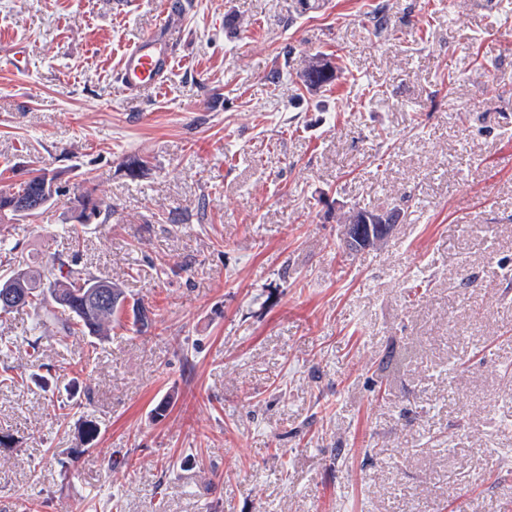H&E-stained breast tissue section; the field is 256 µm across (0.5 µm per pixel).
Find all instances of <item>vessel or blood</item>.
<instances>
[{"label":"vessel or blood","mask_w":512,"mask_h":512,"mask_svg":"<svg viewBox=\"0 0 512 512\" xmlns=\"http://www.w3.org/2000/svg\"><path fill=\"white\" fill-rule=\"evenodd\" d=\"M175 50L172 35L145 39L124 53L115 77L130 93L151 94L159 88Z\"/></svg>","instance_id":"obj_1"}]
</instances>
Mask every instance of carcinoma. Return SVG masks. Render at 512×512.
Segmentation results:
<instances>
[{"label":"carcinoma","mask_w":512,"mask_h":512,"mask_svg":"<svg viewBox=\"0 0 512 512\" xmlns=\"http://www.w3.org/2000/svg\"><path fill=\"white\" fill-rule=\"evenodd\" d=\"M339 73L340 68L326 60L315 68L300 71L299 78L306 88L317 90L332 85ZM57 195L55 177L38 170L18 186L0 191V217L15 215L10 205L18 197L29 200L28 215L33 216ZM72 209L75 223L62 227V232L70 236L77 234L80 224L94 220L104 224L112 217V204L93 197V190L89 188L74 196ZM0 266L5 273L13 272L16 266L24 268L23 289L30 295L25 307L32 310L34 316L31 331L40 328L43 318L51 317L56 324L57 341L62 345L72 336L87 335L97 339L107 336L112 317L125 302L124 291L114 284L110 303H91L83 283L94 275L86 266L74 258L67 262L54 258L35 264L5 238H0Z\"/></svg>","instance_id":"cac0c4a2"}]
</instances>
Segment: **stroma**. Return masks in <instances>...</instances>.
I'll return each mask as SVG.
<instances>
[{
	"label": "stroma",
	"instance_id": "stroma-1",
	"mask_svg": "<svg viewBox=\"0 0 512 512\" xmlns=\"http://www.w3.org/2000/svg\"><path fill=\"white\" fill-rule=\"evenodd\" d=\"M163 29L160 89L128 93ZM10 44L0 190L60 193L0 236L152 324L62 347L0 317V512H512V0H0ZM85 185L114 214L74 239ZM352 208L401 219L351 251ZM175 50L170 32L145 39L124 53L115 78L130 93L151 94L159 88ZM317 67L300 71L299 78L307 89H321L333 84L339 78L340 68L323 60Z\"/></svg>",
	"mask_w": 512,
	"mask_h": 512
}]
</instances>
